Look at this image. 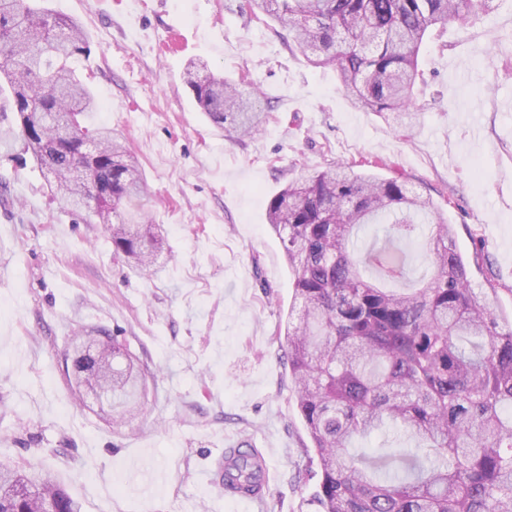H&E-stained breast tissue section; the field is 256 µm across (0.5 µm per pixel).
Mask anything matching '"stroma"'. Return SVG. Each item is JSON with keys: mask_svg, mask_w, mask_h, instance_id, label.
I'll use <instances>...</instances> for the list:
<instances>
[{"mask_svg": "<svg viewBox=\"0 0 512 512\" xmlns=\"http://www.w3.org/2000/svg\"><path fill=\"white\" fill-rule=\"evenodd\" d=\"M239 2L44 0L83 26L88 122L127 139L148 185L127 209L168 241L141 275L21 146L0 150V462L52 471L82 512H315L317 459L275 334L295 276L267 204L328 163L372 158L378 177L402 172L430 196L459 251L482 255L473 288L512 321V0L424 40L407 137ZM191 62L245 79L263 129L217 127L185 81ZM100 327L154 375L142 413L119 427L77 404L66 372L70 336ZM244 439L273 473L253 506L205 477Z\"/></svg>", "mask_w": 512, "mask_h": 512, "instance_id": "stroma-1", "label": "stroma"}]
</instances>
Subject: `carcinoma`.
I'll use <instances>...</instances> for the list:
<instances>
[{
  "label": "carcinoma",
  "mask_w": 512,
  "mask_h": 512,
  "mask_svg": "<svg viewBox=\"0 0 512 512\" xmlns=\"http://www.w3.org/2000/svg\"><path fill=\"white\" fill-rule=\"evenodd\" d=\"M489 0H243L288 31L315 65L336 70L351 102L397 129L413 130L418 55L428 31L470 23ZM84 30L31 0H0V92L19 130L0 128V145L19 139L53 174L51 192L105 225L113 254L151 274L161 229L123 204L145 192L128 148L106 127L86 123L94 97L74 60ZM187 84L216 124L252 136L264 123L244 82ZM93 153L82 152L86 144ZM370 161H338L268 202V221L295 273L284 328L296 401L319 468L317 512H512V322L474 293L443 211L415 194L402 174L382 179ZM387 224L384 241L361 252L359 229ZM430 226L433 274L410 292L382 286L405 278L406 246ZM75 385L112 401V423L135 415L146 374L115 337L75 336ZM415 448L357 455L353 441L374 433ZM238 488L253 490L256 464L238 454ZM0 512H81L50 474L29 477L0 463Z\"/></svg>",
  "instance_id": "carcinoma-1"
}]
</instances>
